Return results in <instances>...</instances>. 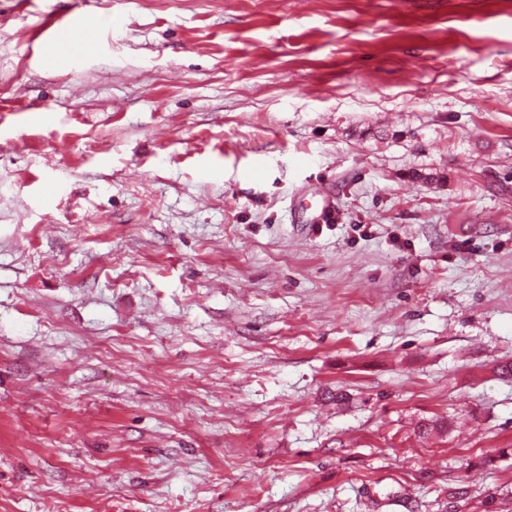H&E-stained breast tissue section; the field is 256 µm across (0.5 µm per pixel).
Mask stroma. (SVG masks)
I'll list each match as a JSON object with an SVG mask.
<instances>
[{
    "mask_svg": "<svg viewBox=\"0 0 512 512\" xmlns=\"http://www.w3.org/2000/svg\"><path fill=\"white\" fill-rule=\"evenodd\" d=\"M510 360L512 0H0V512H512ZM84 24L71 14H52L43 19L37 38L44 36L62 54V58L76 66L83 58L80 48Z\"/></svg>",
    "mask_w": 512,
    "mask_h": 512,
    "instance_id": "1",
    "label": "stroma"
}]
</instances>
